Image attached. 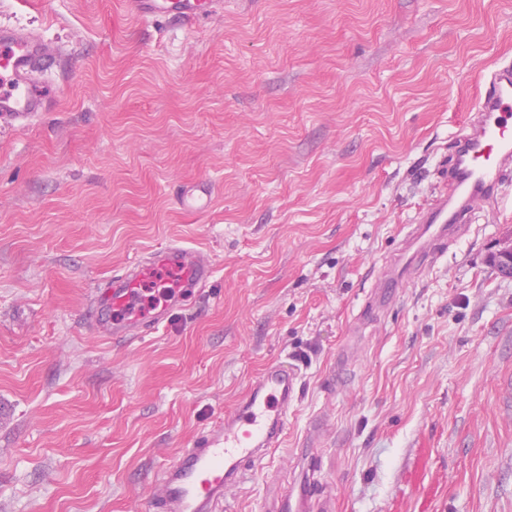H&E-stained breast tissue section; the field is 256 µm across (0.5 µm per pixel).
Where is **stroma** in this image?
Listing matches in <instances>:
<instances>
[{
  "label": "stroma",
  "mask_w": 512,
  "mask_h": 512,
  "mask_svg": "<svg viewBox=\"0 0 512 512\" xmlns=\"http://www.w3.org/2000/svg\"><path fill=\"white\" fill-rule=\"evenodd\" d=\"M223 2L190 26L0 0L52 43L60 89L0 122V512H150L160 467L285 357L286 439L228 512H274L310 436L333 512H512V277L490 262L512 181L324 385L484 74L512 62V0ZM172 241L211 256V287L101 339L95 288Z\"/></svg>",
  "instance_id": "obj_1"
}]
</instances>
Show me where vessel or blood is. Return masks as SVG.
<instances>
[{
	"mask_svg": "<svg viewBox=\"0 0 512 512\" xmlns=\"http://www.w3.org/2000/svg\"><path fill=\"white\" fill-rule=\"evenodd\" d=\"M221 2L128 0V5L144 19L171 15L188 22L213 14ZM52 53L50 44L33 31L0 24L1 120L21 121L55 107L58 89L38 77ZM485 82L484 95L456 138L452 166L442 173L436 193L413 223L406 225L397 252L378 269L376 285L359 311L360 322L371 321L390 307L407 279L434 264L448 242L467 236L476 205L494 206L502 185L512 179V65L493 70ZM160 266L179 270V289L149 317L118 318V311L132 304L147 271ZM213 276L209 255L197 248L172 243L151 251L96 288L92 325L106 340L152 334ZM300 388L301 372L295 363L285 359L268 365L233 411L159 471L152 512H222L225 490L246 482L269 450L283 444Z\"/></svg>",
	"mask_w": 512,
	"mask_h": 512,
	"instance_id": "vessel-or-blood-1",
	"label": "vessel or blood"
}]
</instances>
